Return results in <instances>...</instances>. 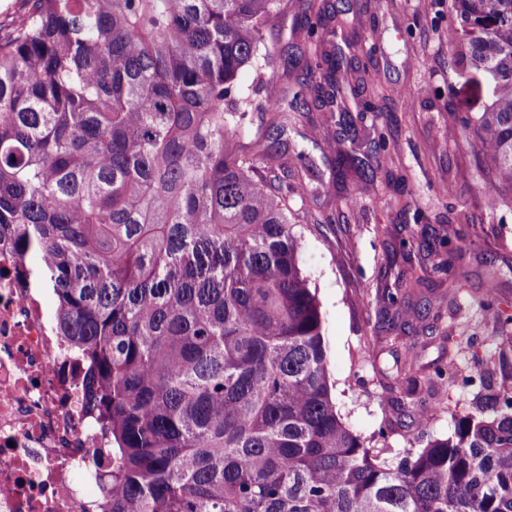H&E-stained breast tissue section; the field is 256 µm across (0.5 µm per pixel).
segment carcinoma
<instances>
[{"label":"carcinoma","instance_id":"cac0c4a2","mask_svg":"<svg viewBox=\"0 0 512 512\" xmlns=\"http://www.w3.org/2000/svg\"><path fill=\"white\" fill-rule=\"evenodd\" d=\"M281 0H30L0 37V228L57 297L112 438L106 512H512V387L484 394L454 436L389 459L387 435L353 433L333 400L320 305L300 267L283 179L299 152H260L249 131L266 73L295 87L292 115L336 99L344 50L281 44ZM452 62L483 78L473 130L487 173L512 188V0H451ZM315 26L343 27L329 0ZM254 89L238 88L244 68ZM336 180L373 176L356 151ZM426 282L384 293L401 311ZM497 275L477 304L499 316ZM394 381L416 389L412 367Z\"/></svg>","mask_w":512,"mask_h":512}]
</instances>
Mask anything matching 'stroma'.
Returning a JSON list of instances; mask_svg holds the SVG:
<instances>
[{
	"mask_svg": "<svg viewBox=\"0 0 512 512\" xmlns=\"http://www.w3.org/2000/svg\"><path fill=\"white\" fill-rule=\"evenodd\" d=\"M348 27L326 32L364 60L360 84L382 92L379 112L356 126V147L381 162L373 177L333 182L329 158L346 149L339 115L321 112L316 123L291 120L279 143L303 151L319 177L307 190L289 184L294 208L318 216L300 226L302 268L315 290L330 349L336 408L349 428L371 438L387 428L395 452H417L453 436L456 420L472 410L485 386L500 387L501 372L486 384L461 385L512 332L485 318L476 300L489 268L500 273L497 297L512 317V204L488 202L484 158L474 145L453 141L448 127L483 111L487 97L459 76L448 58V0H332ZM353 195L354 206L343 203ZM411 241L403 250L400 240ZM465 274L450 284L448 264ZM425 268L435 286L431 307L406 331L387 327L382 294L400 271ZM451 365L455 380L407 392L390 378L396 362Z\"/></svg>",
	"mask_w": 512,
	"mask_h": 512,
	"instance_id": "obj_1",
	"label": "stroma"
}]
</instances>
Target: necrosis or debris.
<instances>
[{"label": "necrosis or debris", "mask_w": 512, "mask_h": 512, "mask_svg": "<svg viewBox=\"0 0 512 512\" xmlns=\"http://www.w3.org/2000/svg\"><path fill=\"white\" fill-rule=\"evenodd\" d=\"M10 231H0V512H103L110 446L83 357L42 304Z\"/></svg>", "instance_id": "4bbe7bcc"}]
</instances>
